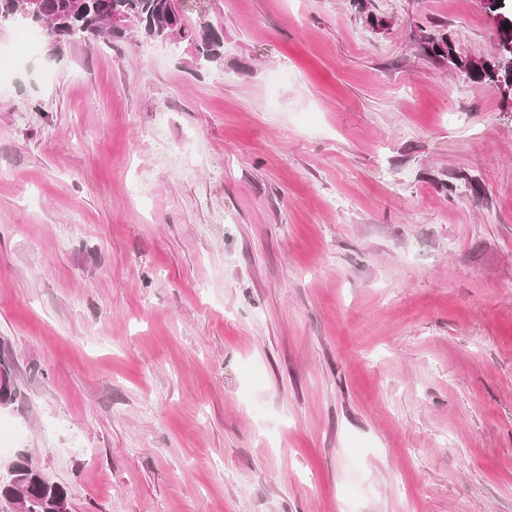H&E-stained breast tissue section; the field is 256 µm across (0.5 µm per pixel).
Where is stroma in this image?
<instances>
[{
  "label": "stroma",
  "mask_w": 512,
  "mask_h": 512,
  "mask_svg": "<svg viewBox=\"0 0 512 512\" xmlns=\"http://www.w3.org/2000/svg\"><path fill=\"white\" fill-rule=\"evenodd\" d=\"M0 63V462L70 512H512V95L480 0H184ZM42 25L30 26L28 30L39 31L46 39L62 42L72 38L85 40L103 39L120 41L134 25L142 38L179 47V39L171 36L179 32L193 63L199 66L212 65L224 57V32L211 25L190 26L179 11L177 0H32ZM69 14V23L57 24L60 14ZM120 14L125 23L124 30L112 29V16ZM483 8L497 24L498 51L489 59L461 56L449 37L425 38L426 47L434 56L448 60V66L475 83L493 85L503 92L512 89V13L502 0H482Z\"/></svg>",
  "instance_id": "1"
}]
</instances>
